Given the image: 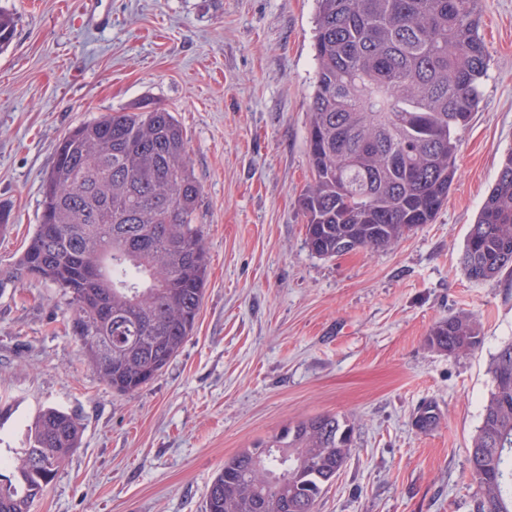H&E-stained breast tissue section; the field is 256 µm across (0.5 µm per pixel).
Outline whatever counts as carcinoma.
Here are the masks:
<instances>
[{
	"label": "carcinoma",
	"mask_w": 512,
	"mask_h": 512,
	"mask_svg": "<svg viewBox=\"0 0 512 512\" xmlns=\"http://www.w3.org/2000/svg\"><path fill=\"white\" fill-rule=\"evenodd\" d=\"M317 77L307 123L312 181L300 196L305 241L335 257L389 249L433 221L457 173L459 130L480 99L489 55L482 0H316ZM13 14L0 10V52ZM202 188L176 117L141 105L75 127L42 183L39 224L0 267V293L31 281L59 288L71 329L98 378L129 394L156 378L192 334L205 290L207 249L196 224ZM469 279L512 274V148L462 254ZM426 344L457 355L481 344L470 316L435 322ZM492 389L469 462L481 491L474 512H512V341L490 364ZM81 443L71 414L48 409L28 447L0 457V512H31ZM351 453L332 414L299 420L224 461L205 512H315Z\"/></svg>",
	"instance_id": "carcinoma-1"
}]
</instances>
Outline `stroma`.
Wrapping results in <instances>:
<instances>
[{
	"mask_svg": "<svg viewBox=\"0 0 512 512\" xmlns=\"http://www.w3.org/2000/svg\"><path fill=\"white\" fill-rule=\"evenodd\" d=\"M0 265L41 213V184L73 127L143 102L173 112L202 186L207 285L193 333L153 382L119 395L84 359L66 300L34 281L0 294V447L44 409L82 440L32 512H203L226 459L321 414L351 454L316 512H472L468 448L512 340V277L469 280L464 241L512 147V0H482L490 57L459 131L435 221L387 250L336 258L305 243L315 0H0ZM477 318L459 355L424 337ZM435 419L419 430L416 417Z\"/></svg>",
	"mask_w": 512,
	"mask_h": 512,
	"instance_id": "1",
	"label": "stroma"
}]
</instances>
